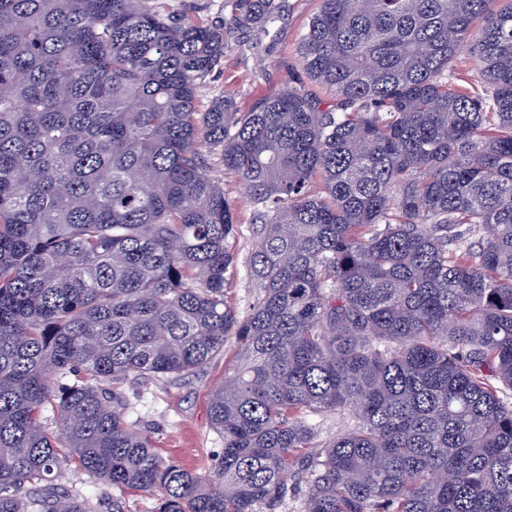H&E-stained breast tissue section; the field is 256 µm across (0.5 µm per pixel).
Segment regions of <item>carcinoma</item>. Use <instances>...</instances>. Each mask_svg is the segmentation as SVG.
I'll use <instances>...</instances> for the list:
<instances>
[{"label":"carcinoma","instance_id":"obj_1","mask_svg":"<svg viewBox=\"0 0 512 512\" xmlns=\"http://www.w3.org/2000/svg\"><path fill=\"white\" fill-rule=\"evenodd\" d=\"M285 0H0V512H89L74 466L157 512H512V6L320 0L300 83L198 92ZM471 52L483 93L453 85ZM257 223L247 315L224 296ZM322 180V191L313 180ZM206 476L122 412L131 376L197 370ZM348 416L318 441L307 418ZM175 7L181 8L183 1L194 2L199 9L190 12L192 17L205 22L219 23L224 19V0H172ZM209 174L224 182V191L235 205L241 222L233 247L238 257L237 272L228 280L225 296L237 307L240 315L244 316L257 298V288L248 271V261L255 240V225L250 224L252 210L247 200L240 194L234 175L215 166L209 169Z\"/></svg>","mask_w":512,"mask_h":512}]
</instances>
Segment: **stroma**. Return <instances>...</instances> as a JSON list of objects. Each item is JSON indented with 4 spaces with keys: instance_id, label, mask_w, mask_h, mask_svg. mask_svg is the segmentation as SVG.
Returning <instances> with one entry per match:
<instances>
[{
    "instance_id": "stroma-1",
    "label": "stroma",
    "mask_w": 512,
    "mask_h": 512,
    "mask_svg": "<svg viewBox=\"0 0 512 512\" xmlns=\"http://www.w3.org/2000/svg\"><path fill=\"white\" fill-rule=\"evenodd\" d=\"M286 4L273 39L249 48L237 36H228L224 63L202 88L201 105L226 93L245 109L257 98L285 88L288 82H306L298 43L308 20L319 8V0H286ZM209 173L223 182L240 219L234 243L237 271L225 289L227 297L244 314L257 298L248 271L255 231L252 210L240 194L234 175L218 167L210 168ZM235 350L236 344L230 339L223 352L202 369L159 380H131L124 385L126 416L138 422L162 458L201 475L209 474L218 464L224 439L210 424L209 399L223 383L225 368ZM56 483L67 494L88 501L92 512H112L111 497L102 494L85 473L68 469Z\"/></svg>"
}]
</instances>
